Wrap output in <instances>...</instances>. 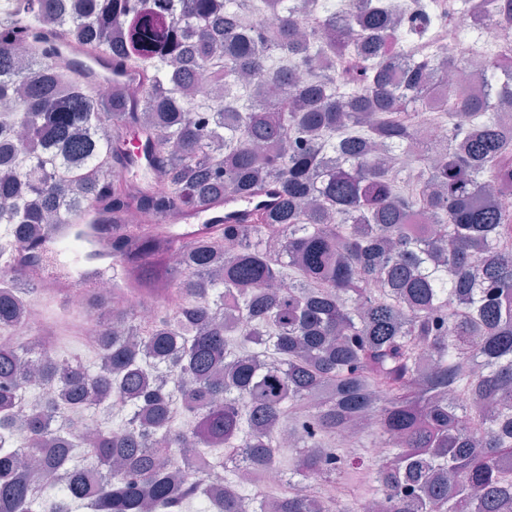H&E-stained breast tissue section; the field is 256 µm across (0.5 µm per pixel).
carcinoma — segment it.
I'll list each match as a JSON object with an SVG mask.
<instances>
[{
  "label": "carcinoma",
  "instance_id": "cac0c4a2",
  "mask_svg": "<svg viewBox=\"0 0 512 512\" xmlns=\"http://www.w3.org/2000/svg\"><path fill=\"white\" fill-rule=\"evenodd\" d=\"M23 2L26 25L0 20V225L25 244L95 223L96 202L130 227L117 293L92 300L112 301L96 364L46 330L0 343V512H250L244 491L212 496V471L279 467L283 434L299 454L261 512H512V211L487 194L512 189L493 119L512 40L492 90L441 102L432 166L416 106L466 61L419 51L441 22L424 0L397 17L351 0L345 23L307 0L250 32L255 0ZM46 16L60 48L140 72L137 92L49 56ZM204 75L223 96L195 97ZM272 190L250 224L174 230ZM35 295L0 264V337ZM114 396L119 429L76 425ZM352 427L361 457L338 452Z\"/></svg>",
  "mask_w": 512,
  "mask_h": 512
}]
</instances>
